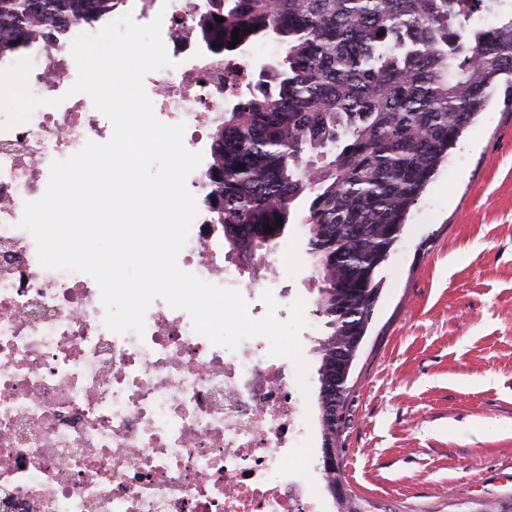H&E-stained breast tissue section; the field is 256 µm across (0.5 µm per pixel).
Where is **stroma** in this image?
<instances>
[{
  "label": "stroma",
  "instance_id": "stroma-1",
  "mask_svg": "<svg viewBox=\"0 0 512 512\" xmlns=\"http://www.w3.org/2000/svg\"><path fill=\"white\" fill-rule=\"evenodd\" d=\"M294 204L272 257L278 320L305 302L306 453L291 464L336 512L317 408L318 284ZM380 275L351 374L337 447L343 490L361 512H483L512 504V105L495 94L411 208Z\"/></svg>",
  "mask_w": 512,
  "mask_h": 512
}]
</instances>
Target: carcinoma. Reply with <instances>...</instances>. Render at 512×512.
<instances>
[{
  "instance_id": "cac0c4a2",
  "label": "carcinoma",
  "mask_w": 512,
  "mask_h": 512,
  "mask_svg": "<svg viewBox=\"0 0 512 512\" xmlns=\"http://www.w3.org/2000/svg\"><path fill=\"white\" fill-rule=\"evenodd\" d=\"M124 2L0 0V62ZM196 29L230 61L266 37L283 49L216 123L205 202L256 273L258 252L308 199L316 313L327 317L318 400L323 445L334 446L379 273L410 209L498 84L512 96V0H208ZM325 473L339 512H357L340 465Z\"/></svg>"
}]
</instances>
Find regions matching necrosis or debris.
Returning <instances> with one entry per match:
<instances>
[{
	"label": "necrosis or debris",
	"mask_w": 512,
	"mask_h": 512,
	"mask_svg": "<svg viewBox=\"0 0 512 512\" xmlns=\"http://www.w3.org/2000/svg\"><path fill=\"white\" fill-rule=\"evenodd\" d=\"M201 0H173L163 27L169 66L154 103L192 142L224 110L230 72L197 49ZM62 53L29 82L46 103L5 128L0 113V512H320L285 461L305 448L304 401L285 358L262 337L236 350L197 334L190 314L154 299L145 331L109 330L89 275L43 268L24 204L51 164L113 132L94 105L67 97ZM205 213L177 263L247 294L214 248Z\"/></svg>",
	"instance_id": "necrosis-or-debris-1"
}]
</instances>
